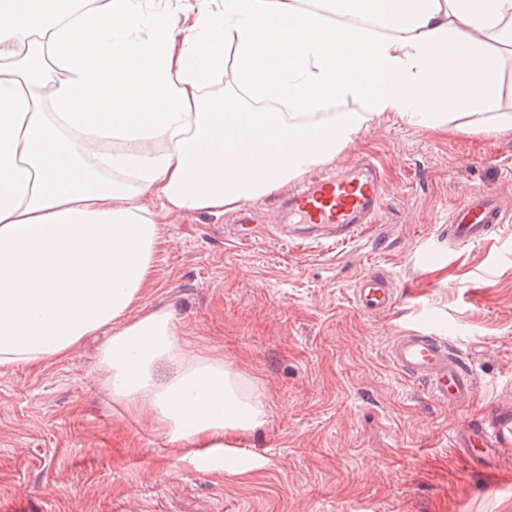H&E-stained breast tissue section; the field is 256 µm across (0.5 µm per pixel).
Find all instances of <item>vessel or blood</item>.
Wrapping results in <instances>:
<instances>
[{
    "mask_svg": "<svg viewBox=\"0 0 512 512\" xmlns=\"http://www.w3.org/2000/svg\"><path fill=\"white\" fill-rule=\"evenodd\" d=\"M383 196L380 168L375 160L366 158L296 183L278 205L280 222L288 231H300L305 243L333 248L363 236L376 222ZM507 217L495 194L471 191L448 216V242L455 247L482 242L496 233ZM352 296L356 307L368 315L389 313L398 302L393 280L380 269L362 273ZM386 357L403 376L423 384L432 400L458 410L449 445L473 471L491 475L512 459V389L472 410L474 373L441 330L400 331L389 341Z\"/></svg>",
    "mask_w": 512,
    "mask_h": 512,
    "instance_id": "1",
    "label": "vessel or blood"
}]
</instances>
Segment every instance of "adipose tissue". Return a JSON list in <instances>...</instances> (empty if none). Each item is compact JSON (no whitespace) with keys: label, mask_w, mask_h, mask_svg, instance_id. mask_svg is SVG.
<instances>
[{"label":"adipose tissue","mask_w":512,"mask_h":512,"mask_svg":"<svg viewBox=\"0 0 512 512\" xmlns=\"http://www.w3.org/2000/svg\"><path fill=\"white\" fill-rule=\"evenodd\" d=\"M511 64L512 0H0V367L111 329L113 401L223 447L264 412L222 360L183 347L172 309L142 310L160 220L281 191L382 117L512 132ZM348 100L366 111H333ZM166 358L181 368L160 385Z\"/></svg>","instance_id":"1"}]
</instances>
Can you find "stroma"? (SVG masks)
<instances>
[{"label": "stroma", "instance_id": "35a3bbf8", "mask_svg": "<svg viewBox=\"0 0 512 512\" xmlns=\"http://www.w3.org/2000/svg\"><path fill=\"white\" fill-rule=\"evenodd\" d=\"M373 158L384 179L361 240L304 251L273 229L276 195L160 227L144 308L170 306L182 342L238 372L267 413L250 460L172 442L101 382L108 331L64 360L0 369V512H512V472H474L448 446L456 410L386 360L391 336L445 327L468 356L477 403L512 387V223L455 248L448 215L472 190L512 208V132L454 136L381 118L336 158ZM384 269L399 301L359 311V274Z\"/></svg>", "mask_w": 512, "mask_h": 512}]
</instances>
